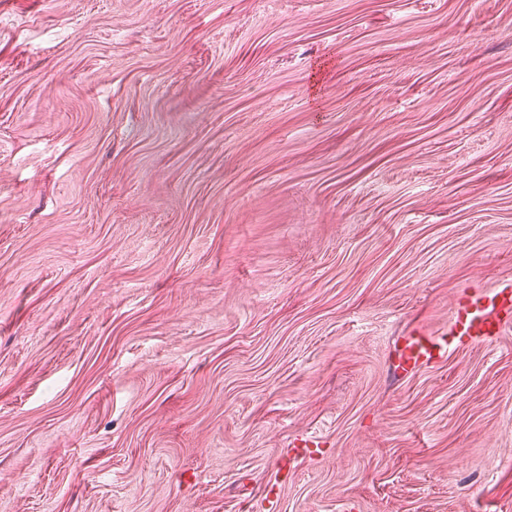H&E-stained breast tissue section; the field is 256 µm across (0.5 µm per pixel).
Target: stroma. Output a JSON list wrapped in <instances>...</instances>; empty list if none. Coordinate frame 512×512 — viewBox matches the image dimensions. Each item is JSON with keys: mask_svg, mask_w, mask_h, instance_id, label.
I'll list each match as a JSON object with an SVG mask.
<instances>
[{"mask_svg": "<svg viewBox=\"0 0 512 512\" xmlns=\"http://www.w3.org/2000/svg\"><path fill=\"white\" fill-rule=\"evenodd\" d=\"M509 279L512 0H0V512H512ZM512 327V281L489 291L466 294L451 308L448 333L415 332L395 348L396 370L414 372L439 364L448 350L462 344L485 346ZM299 443L293 448V454L281 457L277 462L278 472L286 481L293 474L298 463L306 457H311L314 451L311 448H318L321 441L316 437H308L298 440Z\"/></svg>", "mask_w": 512, "mask_h": 512, "instance_id": "35a3bbf8", "label": "stroma"}]
</instances>
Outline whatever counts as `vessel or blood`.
Returning a JSON list of instances; mask_svg holds the SVG:
<instances>
[{
    "instance_id": "b4317fda",
    "label": "vessel or blood",
    "mask_w": 512,
    "mask_h": 512,
    "mask_svg": "<svg viewBox=\"0 0 512 512\" xmlns=\"http://www.w3.org/2000/svg\"><path fill=\"white\" fill-rule=\"evenodd\" d=\"M509 329H512V281L459 299L450 310L447 333L430 336L416 332L404 338L395 349L396 368L401 372H414L435 366L447 356L451 347L462 344L485 346ZM319 445V440L314 437L300 440L292 454L278 460L280 475L291 476L298 463L312 456Z\"/></svg>"
}]
</instances>
